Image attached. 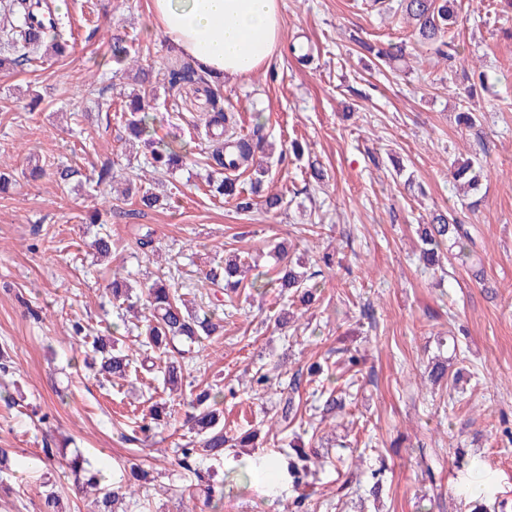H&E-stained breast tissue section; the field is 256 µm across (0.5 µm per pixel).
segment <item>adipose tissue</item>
Listing matches in <instances>:
<instances>
[{"instance_id": "1", "label": "adipose tissue", "mask_w": 512, "mask_h": 512, "mask_svg": "<svg viewBox=\"0 0 512 512\" xmlns=\"http://www.w3.org/2000/svg\"><path fill=\"white\" fill-rule=\"evenodd\" d=\"M161 29L211 77L269 64L280 39L278 0H150Z\"/></svg>"}]
</instances>
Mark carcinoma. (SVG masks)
<instances>
[{"instance_id":"cac0c4a2","label":"carcinoma","mask_w":512,"mask_h":512,"mask_svg":"<svg viewBox=\"0 0 512 512\" xmlns=\"http://www.w3.org/2000/svg\"><path fill=\"white\" fill-rule=\"evenodd\" d=\"M397 9L415 24L416 35L420 42L430 46L433 53L449 62L455 60L459 53L455 33L452 28L457 23V13L452 0H398ZM0 47L9 57L0 56V71H17L38 65L48 58V52L60 55L75 45V34L70 18L65 15H54L44 0H0ZM359 47L386 63L399 61L406 56V43L390 42L372 44L358 42ZM169 88L182 84L207 82L205 72L197 65L185 62L173 66L165 74ZM470 89L480 88L487 93H495V83L485 70H474L470 76ZM147 80L140 83L136 99L129 103L123 126L126 139H141L149 133L151 117L145 111V99L151 90L145 86ZM211 109L203 122L205 135L204 154L207 167V184L211 192L233 201L240 212H247L254 206V200L239 190L237 179L232 173L240 170L244 161L254 166L259 184L266 176L268 169L256 162V153L263 150L265 137L263 127L255 125L252 131L242 134L238 132L235 113L230 106L224 105V97L220 90H211ZM192 149L188 145L157 146L151 151V164L156 170H169L183 165ZM477 161L468 159L461 164H453L450 174L459 190L467 194L476 192L480 187V168ZM116 175L112 165L104 163L98 169L94 179L95 186L106 192L112 188ZM139 197L142 206L151 208L158 201L151 188L137 186L128 181V188L122 195L126 200L130 196ZM458 247V255L466 256L470 248L471 235L451 213L436 214L431 223L422 225L420 231L421 251L424 257L434 256L447 241ZM249 266L244 258L232 255L224 259V273L207 274L212 282L224 279V295L228 301L238 294L239 288ZM322 275V269L313 271L298 270L292 266L284 270L282 276L270 282V287L279 289V294L288 291L304 305L313 298L311 281ZM124 278L118 273L112 277V301L121 305L128 304L133 309L142 304L145 315L135 328L143 335L142 345L157 353V368L162 375L163 387L169 393L185 396L186 404L193 410L191 429L196 438L176 448V463L179 467L195 474L200 472L199 461L207 458L219 460L224 457V450L238 446H246L252 440L254 432L246 431L239 435H231L224 430V418L217 408L219 400L224 398V388L218 384L210 385L202 392L184 394L183 379L185 351L179 356L168 355V346L177 338L191 344L200 342L214 335L220 328L215 313L200 314L191 310L183 303L181 296L175 294L166 281L156 279L141 287V294L133 295V289L123 286ZM94 357L91 365L104 378L124 380L135 366L147 367L150 358L141 361L122 348L119 336H96L92 341ZM67 466L75 476L77 484L90 489L93 494L92 512H119L118 504L136 492L143 491L146 486H134L119 483L112 487H102L97 473L91 469L89 462L80 454L67 459Z\"/></svg>"}]
</instances>
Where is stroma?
Masks as SVG:
<instances>
[{"label": "stroma", "mask_w": 512, "mask_h": 512, "mask_svg": "<svg viewBox=\"0 0 512 512\" xmlns=\"http://www.w3.org/2000/svg\"><path fill=\"white\" fill-rule=\"evenodd\" d=\"M150 0H65L77 42L35 68L0 72V173L12 186L0 195V448L18 464L0 480V512H41L54 490L63 512H88L69 469L45 465V443L80 449L106 483H118L136 456L150 473V496L128 512H471L470 486L484 482L487 512H512V11L491 0H458L459 54L439 62L417 42L402 14L369 0H280L281 36L267 67L217 82L242 131L263 123L274 147L301 144L305 157L271 155L262 193H279L281 210L237 211L213 196L200 154L164 174L148 163L143 142L124 145L122 105L145 70L157 88L146 109L153 140L192 142L208 110L206 85L170 89L166 69L181 53L157 27ZM99 16L89 33L85 18ZM405 40L406 61L387 68L361 55L354 37ZM315 46L303 65L296 39ZM122 40L139 64L112 56ZM484 66L497 96L470 91L472 67ZM38 105H31L33 95ZM470 108L480 126L459 125ZM479 157L481 202L461 208L449 181L453 160ZM325 180L315 183L309 160ZM152 186L160 205L111 208L89 178L102 162ZM402 174H395L394 165ZM41 166L45 175L31 180ZM76 166L61 182L56 171ZM458 209L473 238L467 261L455 247L439 261L419 260L420 225ZM99 212L101 221L87 216ZM151 230L154 250L136 240ZM112 237V256L97 259L92 241ZM249 253L268 278L286 261L313 266L328 253L330 269L315 280L304 306L271 290H244L220 307L222 329L192 347L186 381L226 390L225 424L258 435L213 463L224 484L218 506L192 498L193 472L175 465L173 450L193 437L186 405L145 441H125L161 396L155 374L115 385L83 365L91 336L121 324L112 303L114 270L143 283L169 278L194 308L209 306L215 288L205 272L225 255ZM293 311L288 324L280 309ZM86 336L71 338L74 322ZM357 366H350L349 357ZM447 379L431 384L435 363ZM271 389L249 396L257 372ZM313 383L290 392L295 374ZM341 398L336 418L308 415L314 386ZM293 396L303 424L276 419ZM316 460L307 487L287 471L296 449ZM272 456L270 490L257 494L246 465Z\"/></svg>", "instance_id": "obj_1"}]
</instances>
